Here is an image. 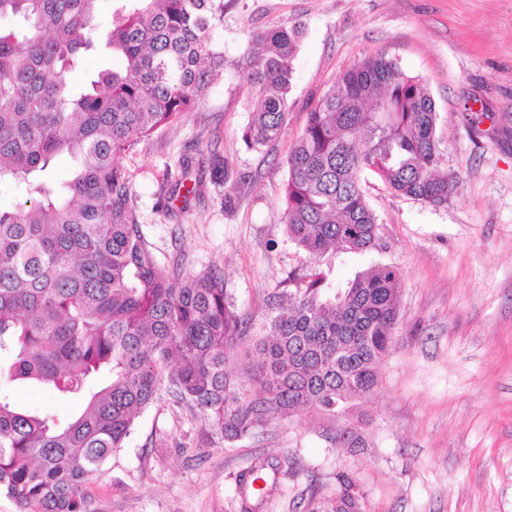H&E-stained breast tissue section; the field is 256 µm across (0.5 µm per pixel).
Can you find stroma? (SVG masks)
<instances>
[{
    "label": "stroma",
    "mask_w": 512,
    "mask_h": 512,
    "mask_svg": "<svg viewBox=\"0 0 512 512\" xmlns=\"http://www.w3.org/2000/svg\"><path fill=\"white\" fill-rule=\"evenodd\" d=\"M295 24L303 37L286 126L269 146L248 149L252 90L237 62L259 33ZM223 36L224 72L203 103L119 162L161 268L223 272L247 326L240 352L266 335L271 296L308 262L280 222L283 161L340 73L382 51L422 80L454 190L434 207L365 176L379 249L319 261L337 287L378 264L401 273L400 318L366 404L367 447H336L310 415L230 445L160 401L88 483L93 512H304L313 488L334 491L341 470L356 477L367 512H512V0H224ZM467 105L486 120L468 125ZM215 153L238 180L229 204L213 183ZM182 168L201 194L164 201L165 174ZM259 462L277 479L261 502L235 483Z\"/></svg>",
    "instance_id": "stroma-1"
}]
</instances>
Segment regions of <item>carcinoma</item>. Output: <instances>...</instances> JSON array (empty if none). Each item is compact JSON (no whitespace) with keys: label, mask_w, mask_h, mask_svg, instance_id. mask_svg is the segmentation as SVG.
<instances>
[{"label":"carcinoma","mask_w":512,"mask_h":512,"mask_svg":"<svg viewBox=\"0 0 512 512\" xmlns=\"http://www.w3.org/2000/svg\"><path fill=\"white\" fill-rule=\"evenodd\" d=\"M116 2L104 22L99 0H0V187L26 195L0 208V382L81 406L62 416L0 389V496L18 512H90L87 483L164 397L228 443L312 413L329 422L336 446L365 447L361 400L379 387L399 320L398 268L361 271L337 291L316 266L295 268L238 376L246 327L223 272L160 268L117 161L205 100L224 69V0ZM300 36L273 28L259 36L262 50L243 54L254 90L249 148L265 147L286 123ZM102 37L124 69L71 84ZM436 123L426 86L384 53L339 75L286 159L288 239L314 262L329 250L377 249L366 173L402 196L447 205L454 176L440 169ZM61 157L77 163L65 183L53 175ZM211 165L227 204L235 181L223 158ZM186 169L166 174L167 199ZM306 512L366 510L340 471L335 492L311 497Z\"/></svg>","instance_id":"cac0c4a2"}]
</instances>
